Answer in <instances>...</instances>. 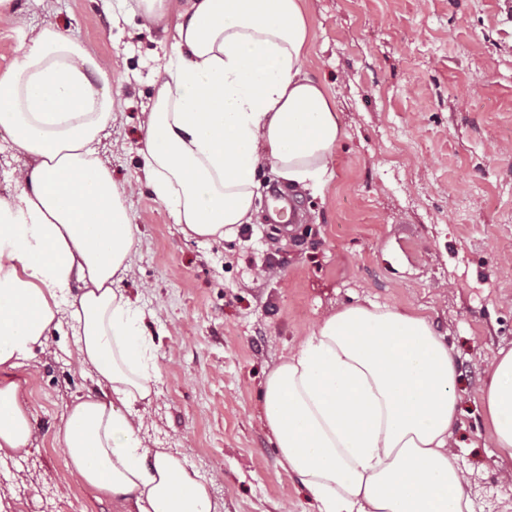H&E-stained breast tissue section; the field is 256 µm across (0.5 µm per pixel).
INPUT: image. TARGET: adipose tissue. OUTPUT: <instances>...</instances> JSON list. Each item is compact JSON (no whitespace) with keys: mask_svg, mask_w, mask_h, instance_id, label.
Instances as JSON below:
<instances>
[{"mask_svg":"<svg viewBox=\"0 0 512 512\" xmlns=\"http://www.w3.org/2000/svg\"><path fill=\"white\" fill-rule=\"evenodd\" d=\"M144 23L177 19V54L145 114L142 172L185 235L226 239L252 223L261 162L295 191L323 186L341 131L304 58L305 0H138ZM110 67L54 24L0 72V130L34 163L0 199V455L32 425L16 369L61 314L98 394L73 403L56 441L94 492L134 512H219L207 483L149 447L144 314L121 288L136 241L124 190L94 143L113 120ZM458 372L423 317L354 304L324 317L268 374L267 425L283 471L320 512H473L448 454ZM496 448L512 459V350L483 392Z\"/></svg>","mask_w":512,"mask_h":512,"instance_id":"obj_1","label":"adipose tissue"}]
</instances>
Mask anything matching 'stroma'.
<instances>
[{"instance_id":"35a3bbf8","label":"stroma","mask_w":512,"mask_h":512,"mask_svg":"<svg viewBox=\"0 0 512 512\" xmlns=\"http://www.w3.org/2000/svg\"><path fill=\"white\" fill-rule=\"evenodd\" d=\"M137 0H15L0 18V71L45 23L112 64L116 119L95 148L139 232L120 283L146 315L154 373L140 433L211 482L222 512H318L279 450L262 401L267 374L327 314L356 304L426 317L451 348L462 414L449 453L473 512H512V461L490 440L482 395L512 349V0H306L311 78L341 137L322 189L292 193L295 217L266 214L230 239L184 236L141 172L144 112L173 53ZM31 158L0 131V199ZM27 452L0 457V512H118L71 472L55 434L96 372L71 326L50 328L18 370Z\"/></svg>"}]
</instances>
